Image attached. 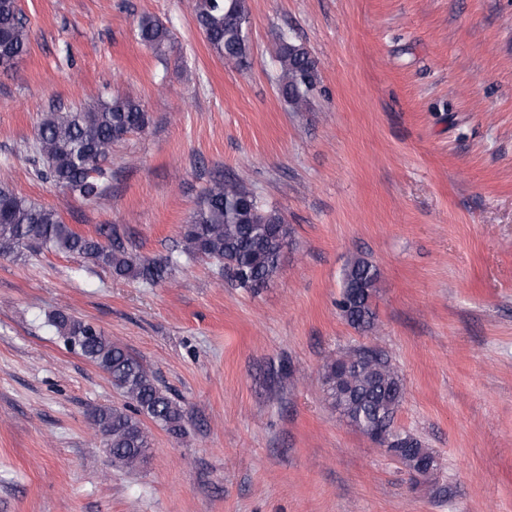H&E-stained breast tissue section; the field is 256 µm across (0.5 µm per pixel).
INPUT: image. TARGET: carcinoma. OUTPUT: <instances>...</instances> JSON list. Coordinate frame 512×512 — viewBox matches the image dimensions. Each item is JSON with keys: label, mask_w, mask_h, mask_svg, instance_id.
I'll use <instances>...</instances> for the list:
<instances>
[{"label": "carcinoma", "mask_w": 512, "mask_h": 512, "mask_svg": "<svg viewBox=\"0 0 512 512\" xmlns=\"http://www.w3.org/2000/svg\"><path fill=\"white\" fill-rule=\"evenodd\" d=\"M194 14L210 48L222 58L247 62L250 42L244 0H195ZM137 35L157 57L171 46L169 30L157 19H139ZM31 31L17 0H0V71L13 67L28 52ZM279 94L294 112L306 111L317 86V64L307 49L294 41L282 42L278 54ZM149 117L140 101L115 95L90 108L56 109L46 113L38 127L33 162L38 174L86 201L102 198L106 163L112 146L124 136L144 131ZM99 238L75 232L52 207L28 200L0 184V254L23 249H47L89 259L115 274L156 284L167 264L142 260L128 252L120 236L103 227ZM290 230L279 211L268 208L239 182L214 181L193 212L183 234L182 253L205 256L224 263V270L241 288L265 286L278 273L289 245ZM378 270L358 259L347 267L338 306L347 321L373 325V292ZM64 344L80 352L112 378V385L128 400L123 406L97 408L93 425L112 463L134 468L148 457L151 441L139 415L145 414L170 433L183 432V412L155 382L143 364L89 322L65 312L51 318ZM348 360L331 358L323 365V391L341 416L364 435L385 432L405 394L393 364L371 349L357 350ZM399 461L413 470L422 458L436 459L422 442L407 435L399 448Z\"/></svg>", "instance_id": "cac0c4a2"}]
</instances>
